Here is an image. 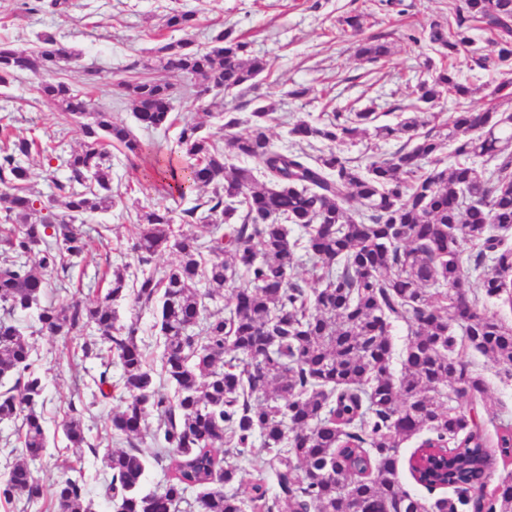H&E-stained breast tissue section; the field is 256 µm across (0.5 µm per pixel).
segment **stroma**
Listing matches in <instances>:
<instances>
[{"label":"stroma","mask_w":512,"mask_h":512,"mask_svg":"<svg viewBox=\"0 0 512 512\" xmlns=\"http://www.w3.org/2000/svg\"><path fill=\"white\" fill-rule=\"evenodd\" d=\"M174 8L196 11L197 25L188 35L197 45L208 46L212 35L229 27L247 42L250 55L270 60L268 75L256 88L225 95L223 103L225 111L244 119L256 106L272 107L275 120L270 136L279 148L292 144L289 131L296 121L316 124L331 112L371 105L379 123L393 126L409 117L408 105L416 86L428 77L419 66L421 49L411 38L421 35L431 23L448 21V0H401L392 7L380 0H73L72 7L62 14L28 10L24 0H0V39L35 47L40 35L48 33L79 50L84 67L97 72L92 91L96 104L111 112L113 122L131 128L145 146L139 158L114 155L112 189L120 193L121 200L110 211L85 216L83 230L91 234L105 228L106 239L93 244L84 262L72 270L59 300L94 299L95 270L129 256L136 212L166 207L178 220L184 210L207 196L202 189L182 198L155 190L150 161L155 156L176 155L178 130L144 129L129 105L112 92L114 84L135 75L159 47L185 35L165 25L167 14ZM358 13L366 17V34L384 35L390 46L387 58L372 64L357 56L356 39L344 31L341 20ZM435 64L451 68L460 82L473 87L465 104L476 109L484 103L482 85L501 79L496 72L473 68L463 56L439 58ZM146 75L178 88L173 101L175 114L218 132L219 116L204 114L201 103L185 95L186 77L161 69H148ZM0 120L10 124L16 134L42 140L59 155L78 148L82 139L77 125L60 122L55 106L41 97L37 80L31 75L0 87ZM30 341L47 379L44 415L52 421L62 420L69 404L89 401L84 387L86 374L99 372L101 362L92 359L86 366H77L73 352L85 341L81 335L42 332L33 334ZM468 358L487 385L480 412L486 437L492 442L500 421H512V378L505 366L479 353H469ZM122 405L116 393L86 415L96 453H85L77 462L63 438L49 445L40 464L44 487H52L60 468L74 464L81 469L89 489H97L103 479L98 456L113 446L108 419Z\"/></svg>","instance_id":"obj_1"}]
</instances>
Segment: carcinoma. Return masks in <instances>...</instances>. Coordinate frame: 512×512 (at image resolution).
Returning a JSON list of instances; mask_svg holds the SVG:
<instances>
[{
  "instance_id": "1",
  "label": "carcinoma",
  "mask_w": 512,
  "mask_h": 512,
  "mask_svg": "<svg viewBox=\"0 0 512 512\" xmlns=\"http://www.w3.org/2000/svg\"><path fill=\"white\" fill-rule=\"evenodd\" d=\"M448 14V27L434 24L413 42L467 56L480 70L512 65V0H450ZM195 20L191 10H173L166 26L186 32ZM476 27L495 34V54L475 48ZM39 41L37 50L0 41V86L34 75L58 115L79 125L82 143L61 159L66 180L50 175L54 192L44 200L27 186L22 159L47 148L0 126V381H13L0 390V423L22 419V448L0 477V501L36 507L43 498L36 462L48 445L46 376L16 319L23 315L60 336L92 328L81 360L98 357L103 346L116 359L118 379L110 381L106 370L90 376L91 401L69 405L61 424L75 456L96 451L84 414L107 398L105 385L122 390L124 406L109 430L127 448L100 458L103 496L114 512H182L183 504L196 512H243L246 505L252 512L282 505L287 512H349L355 502L362 512H512V478L485 493L497 456L512 453V424L499 427L498 451L489 448L477 418L486 383L464 359L474 351L512 374V326L479 307L492 301L512 309L511 113L464 109L442 121L432 112L393 127L375 124L367 106L318 125L297 122L290 134L298 148L287 151L271 142L275 117L266 106L244 122L221 113L219 140L186 119L177 144L190 163L159 165L157 190L182 197L209 189L207 200L183 212L188 229L175 232L165 207L142 212L130 247L140 270L133 284L130 264L110 265L97 274L108 288L93 301L44 305L48 276L69 273L90 246L75 222L117 205L107 147L130 159L142 155V145L110 113L95 110L88 92L60 79L61 63L77 64L81 54L50 34ZM247 48L223 29L208 47L190 38L168 43L150 65L189 78L188 92L210 110L221 107L217 95L254 89L269 69L266 58L245 57ZM357 52L374 63L390 48L375 35ZM116 89L145 128L173 125L172 84L122 80ZM445 93L461 98L474 89L441 69L420 81L408 108H431ZM370 133L407 140L389 158L356 165L332 147ZM238 158L252 166L234 165ZM166 251L176 254L175 264L160 274L146 269ZM302 255L318 283L311 290L294 279ZM222 290L227 310L208 311L205 300ZM121 301L157 306L160 375L174 396L156 387L137 323L118 324ZM396 323L410 331L398 377L390 338ZM422 430L428 436L420 458L446 466L439 476L413 480L430 492L452 490L446 496L422 498L401 481L399 448ZM148 434L158 447H144ZM260 455L276 492L268 494L260 470L245 498L234 488L238 462ZM150 458L165 473L160 493L142 491ZM53 489L58 512H94L82 475L66 471ZM190 490L197 491L192 502Z\"/></svg>"
}]
</instances>
